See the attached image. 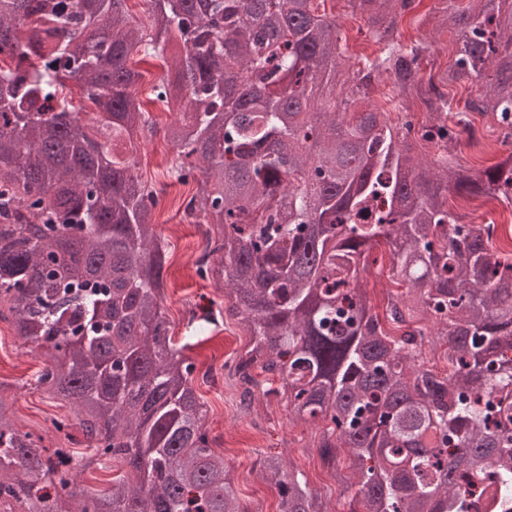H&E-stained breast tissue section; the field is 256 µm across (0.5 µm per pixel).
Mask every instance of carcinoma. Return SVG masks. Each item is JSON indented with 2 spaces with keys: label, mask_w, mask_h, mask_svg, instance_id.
I'll return each instance as SVG.
<instances>
[{
  "label": "carcinoma",
  "mask_w": 512,
  "mask_h": 512,
  "mask_svg": "<svg viewBox=\"0 0 512 512\" xmlns=\"http://www.w3.org/2000/svg\"><path fill=\"white\" fill-rule=\"evenodd\" d=\"M150 2L144 27L128 0H0V320L54 356L38 387L76 407L90 449L40 447L0 396V507L256 512L204 428L196 365L171 344L168 253L136 161L155 121L135 94L134 53L178 70L154 100L180 114L165 127L179 157L170 173L200 172L186 212L213 244L201 271L248 336L224 363L239 405L282 396L292 421L318 426L321 459L356 488L350 512L512 502V257L493 252L491 225L448 208L450 188L512 205V156L474 174L415 155L420 140L454 137L448 99L422 86L424 47L395 42L412 0H348L384 50L330 112L315 100L346 71L326 0ZM458 2L440 8L458 36L444 80L493 69L465 107L512 140V3ZM383 74L434 109L420 138L371 100ZM68 82L91 103L86 121ZM382 244L407 288L380 314L364 273ZM427 343L446 348L448 369L426 364ZM104 459L125 472L78 491ZM255 467L279 512H331L283 453Z\"/></svg>",
  "instance_id": "1"
}]
</instances>
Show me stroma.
Wrapping results in <instances>:
<instances>
[{"instance_id": "35a3bbf8", "label": "stroma", "mask_w": 512, "mask_h": 512, "mask_svg": "<svg viewBox=\"0 0 512 512\" xmlns=\"http://www.w3.org/2000/svg\"><path fill=\"white\" fill-rule=\"evenodd\" d=\"M440 0H413L411 10L400 17L396 41L403 45L423 44L426 51L420 61V76H440L456 58V40L435 27L434 14ZM327 14L335 20L342 37L341 45L347 71L354 72L366 57H375L380 46L368 31L364 20L353 14L347 0H328ZM466 118L477 139L461 137L456 147L427 143L422 155L437 160L450 153L456 162L475 169H486L512 154V144L504 143L503 131L489 115L467 113ZM161 241L171 252L166 272L165 312L172 325L174 339L186 345V354L200 368L221 365L246 345V337L234 325L216 331L207 315L223 308L224 295L202 276L196 263L195 225L186 214L175 215L173 223L158 225ZM46 365L45 357L29 352L14 335L9 323L0 322V395L14 406L17 422L24 431L43 437L46 447L63 446L86 452L87 443L78 427L67 432L56 431L55 422L73 418L72 405L55 400L38 388L36 378ZM230 380L215 384H199L198 392L210 412L209 436L225 439L224 457L239 482L242 493L262 512H277L278 495L264 483L253 469L260 453L285 451L293 463L306 472L311 485L330 499L333 512H350L351 493L341 491L319 457L317 429L293 424L288 417L287 403L273 406L269 419L237 414L230 395Z\"/></svg>"}]
</instances>
